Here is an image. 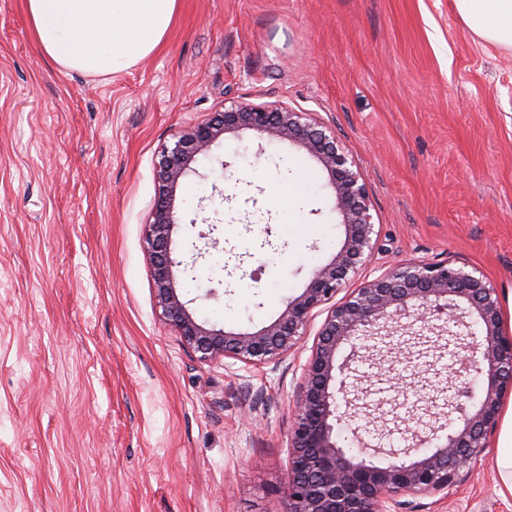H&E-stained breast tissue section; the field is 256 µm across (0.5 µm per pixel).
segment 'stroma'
<instances>
[{"instance_id":"stroma-1","label":"stroma","mask_w":512,"mask_h":512,"mask_svg":"<svg viewBox=\"0 0 512 512\" xmlns=\"http://www.w3.org/2000/svg\"><path fill=\"white\" fill-rule=\"evenodd\" d=\"M228 100L314 113L354 159L376 233L350 287L409 260L474 268L512 332V50L454 0H179L116 76L60 68L25 0H0V512H288L323 314L279 364L201 363L159 315L147 253L161 150ZM174 218L182 301L234 333L275 321L345 238L321 163L250 129L179 179ZM347 382L396 428L397 373L367 350ZM499 437L407 512H512Z\"/></svg>"}]
</instances>
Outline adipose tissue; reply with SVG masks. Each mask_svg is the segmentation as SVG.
Instances as JSON below:
<instances>
[{
  "label": "adipose tissue",
  "mask_w": 512,
  "mask_h": 512,
  "mask_svg": "<svg viewBox=\"0 0 512 512\" xmlns=\"http://www.w3.org/2000/svg\"><path fill=\"white\" fill-rule=\"evenodd\" d=\"M469 29L512 48V0H454ZM178 0H27L43 53L58 66L114 75L150 55L167 36Z\"/></svg>",
  "instance_id": "ef3b65f1"
}]
</instances>
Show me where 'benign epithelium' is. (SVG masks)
Instances as JSON below:
<instances>
[{"label":"benign epithelium","instance_id":"1","mask_svg":"<svg viewBox=\"0 0 512 512\" xmlns=\"http://www.w3.org/2000/svg\"><path fill=\"white\" fill-rule=\"evenodd\" d=\"M238 128L256 130L270 142H295L320 161L345 239L333 260L314 270L304 291L286 301L273 323L256 332L233 333L197 322L177 293L172 268L182 262L172 256V193L191 164L208 157L221 135ZM157 175L161 193L147 237L156 305L200 362L228 358L275 365L306 335L314 310L326 306L296 388L283 475L290 512H403L409 505L405 497L443 494L455 486L461 471L486 447L501 419V402L512 392V334L503 329L502 301L491 281L446 261H409L389 266L335 300L373 250L371 202L343 145L305 112L234 102L176 136L162 151ZM359 336L374 341L380 357H391V365L404 371L428 369L448 352L456 376L476 374L486 385L476 398L465 382L438 389L442 403L425 417L407 419L399 449L385 443L389 429H375L368 414L350 411L348 416L363 423L352 429L359 457L349 458L336 440L335 428L343 422L339 401L350 409L360 397H349V367L336 364V353ZM418 346L421 350L413 351ZM427 444L434 450L420 453ZM378 456L387 462L375 463Z\"/></svg>","mask_w":512,"mask_h":512}]
</instances>
